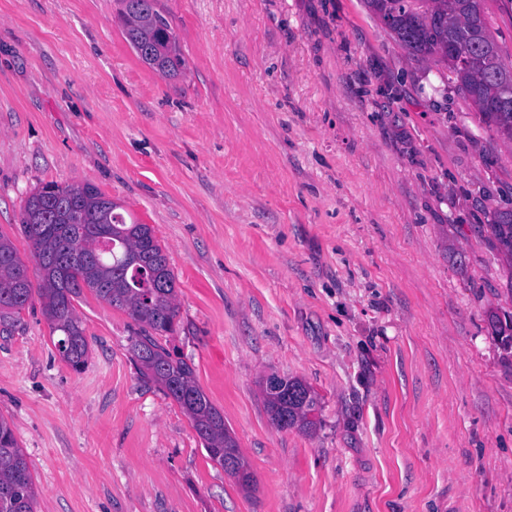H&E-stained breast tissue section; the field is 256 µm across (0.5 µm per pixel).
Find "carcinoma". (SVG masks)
Wrapping results in <instances>:
<instances>
[{"instance_id":"1","label":"carcinoma","mask_w":512,"mask_h":512,"mask_svg":"<svg viewBox=\"0 0 512 512\" xmlns=\"http://www.w3.org/2000/svg\"><path fill=\"white\" fill-rule=\"evenodd\" d=\"M375 16L414 56L438 57L479 119L512 144V63L489 32L481 0H366ZM125 37L135 54L160 74L183 73L178 36L155 0H120ZM21 224L35 267L0 234V325L7 326L39 299L51 331L59 334L58 352L81 370L89 344L73 305L87 289L121 310L141 327L131 352L142 374L156 383L189 418L208 458L224 466L241 457L223 414L196 385L193 368L173 357L158 337L175 331L179 316L176 278L164 248L148 224L126 222L112 199L90 184H46L26 200ZM492 244L512 262V209L496 213L489 225ZM488 324L501 344L512 348V316L492 312ZM308 402H285L280 392H265L273 422L288 413V428L317 429L307 413L321 408L311 387ZM36 489L10 424L0 417V512H35Z\"/></svg>"}]
</instances>
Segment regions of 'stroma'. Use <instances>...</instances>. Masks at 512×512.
<instances>
[{
	"instance_id": "1",
	"label": "stroma",
	"mask_w": 512,
	"mask_h": 512,
	"mask_svg": "<svg viewBox=\"0 0 512 512\" xmlns=\"http://www.w3.org/2000/svg\"><path fill=\"white\" fill-rule=\"evenodd\" d=\"M169 79L129 46L119 0H0V233L27 265L26 198L97 186L150 225L176 276L162 344L254 476L211 462L141 375L138 326L91 292L90 352L61 360L40 302L0 331V416L37 512H512V145L410 55L365 0H156ZM321 400L280 430L267 377ZM492 244L498 252L508 257L512 263V209L498 211L492 224H489ZM280 379L281 385L286 388L303 385L308 392V402L306 404H295L293 402L286 403L281 392H269L265 390L264 403L271 421L277 426V428L283 429L284 427L278 423L277 419L280 414L288 412V416L290 418L288 429L296 428L305 433H313L317 429L319 421L308 420L307 412L316 411L321 408L320 398L316 392L302 380L296 378ZM288 416H284L282 424H286L288 422Z\"/></svg>"
}]
</instances>
